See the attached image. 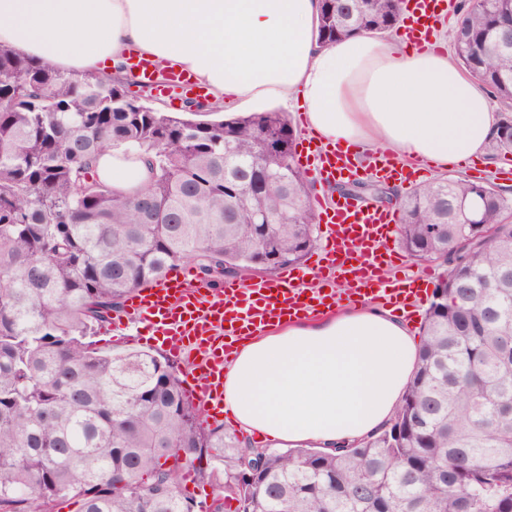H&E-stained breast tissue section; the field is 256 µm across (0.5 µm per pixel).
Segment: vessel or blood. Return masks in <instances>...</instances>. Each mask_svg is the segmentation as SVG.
Instances as JSON below:
<instances>
[{
    "instance_id": "obj_1",
    "label": "vessel or blood",
    "mask_w": 512,
    "mask_h": 512,
    "mask_svg": "<svg viewBox=\"0 0 512 512\" xmlns=\"http://www.w3.org/2000/svg\"><path fill=\"white\" fill-rule=\"evenodd\" d=\"M447 9V0H404L409 44L417 49L432 46L434 25ZM129 65L142 83H158L149 58L130 53ZM162 86L167 92L196 96L202 92L193 77L177 70ZM297 161L316 183L328 187L362 168L349 151L329 147L314 137L301 144ZM364 168L385 180L406 178L402 169L381 156L373 157ZM311 204L326 242L302 273L285 270L259 283L246 286L231 281L214 290L197 284L192 268L186 267L136 291L127 300L139 323L162 337L175 358L189 366L188 397L210 419L224 414V364L235 342L272 321L311 315L344 300L385 301L406 308L421 299L415 277H385V268L395 253L391 241L399 222L396 211L350 198L331 201L318 195L312 197ZM327 271L349 276L352 286L348 292L341 294L333 287H298L300 275L319 279Z\"/></svg>"
}]
</instances>
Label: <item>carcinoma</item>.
<instances>
[{
  "label": "carcinoma",
  "instance_id": "cac0c4a2",
  "mask_svg": "<svg viewBox=\"0 0 512 512\" xmlns=\"http://www.w3.org/2000/svg\"><path fill=\"white\" fill-rule=\"evenodd\" d=\"M401 15V0H322L314 37ZM453 50L512 103V0L467 6ZM135 83L125 61L62 71L0 47V512H512V194L446 176L394 196L406 255L442 268L399 408L334 452L256 448L204 426L169 359L89 337L184 263L213 287L301 265L317 236L298 131L190 98L161 111ZM118 146L152 173L133 194L98 174ZM488 146L512 153L511 112ZM182 476L214 487L213 508Z\"/></svg>",
  "mask_w": 512,
  "mask_h": 512
}]
</instances>
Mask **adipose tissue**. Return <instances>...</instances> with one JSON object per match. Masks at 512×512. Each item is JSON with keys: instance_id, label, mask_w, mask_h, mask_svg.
<instances>
[{"instance_id": "obj_1", "label": "adipose tissue", "mask_w": 512, "mask_h": 512, "mask_svg": "<svg viewBox=\"0 0 512 512\" xmlns=\"http://www.w3.org/2000/svg\"><path fill=\"white\" fill-rule=\"evenodd\" d=\"M321 0H0V46L62 70L98 71L129 47L189 72L210 102L298 100L311 133L357 152L448 164L481 155L498 118L484 86L445 51L348 37L317 48ZM112 185L148 179L112 149ZM420 340L391 307L338 308L264 327L224 369L225 414L279 448L351 444L384 427L415 369Z\"/></svg>"}]
</instances>
